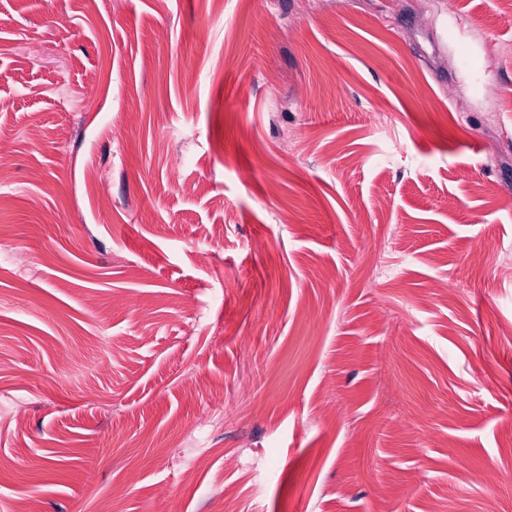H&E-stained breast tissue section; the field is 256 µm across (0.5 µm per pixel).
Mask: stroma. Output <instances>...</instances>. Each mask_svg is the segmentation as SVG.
<instances>
[{
    "instance_id": "obj_1",
    "label": "stroma",
    "mask_w": 512,
    "mask_h": 512,
    "mask_svg": "<svg viewBox=\"0 0 512 512\" xmlns=\"http://www.w3.org/2000/svg\"><path fill=\"white\" fill-rule=\"evenodd\" d=\"M503 8L0 0V512H512Z\"/></svg>"
}]
</instances>
